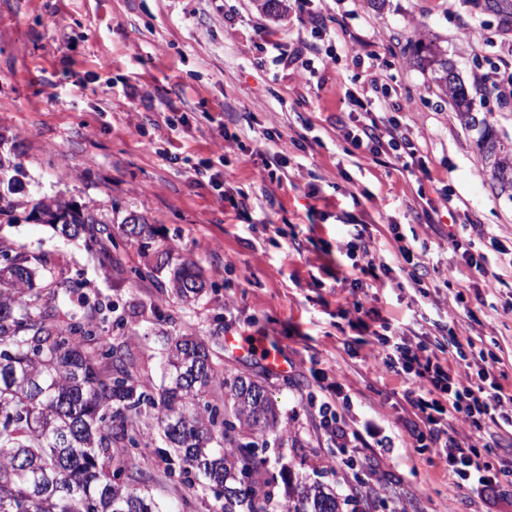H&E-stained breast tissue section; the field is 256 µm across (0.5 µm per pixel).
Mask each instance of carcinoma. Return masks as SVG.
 I'll return each instance as SVG.
<instances>
[{"instance_id": "1", "label": "carcinoma", "mask_w": 512, "mask_h": 512, "mask_svg": "<svg viewBox=\"0 0 512 512\" xmlns=\"http://www.w3.org/2000/svg\"><path fill=\"white\" fill-rule=\"evenodd\" d=\"M416 64L430 72L477 133L476 145L500 192H512V147L478 119L474 101L441 47L420 44ZM36 220L62 235H86L99 264L117 270L112 235L90 207L40 200ZM0 512H185L158 500L152 476L135 463L145 438L157 433L200 485L224 497L222 512H277L259 450L279 422L265 387L219 369L198 336H175L162 355L164 382L155 387L123 351L101 365L92 334H67L57 307L29 293L43 259L0 250ZM204 280L184 261L169 279L171 293L195 300ZM286 512H342L341 498L319 482L288 492Z\"/></svg>"}]
</instances>
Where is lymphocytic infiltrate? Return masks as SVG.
<instances>
[{"instance_id":"1","label":"lymphocytic infiltrate","mask_w":512,"mask_h":512,"mask_svg":"<svg viewBox=\"0 0 512 512\" xmlns=\"http://www.w3.org/2000/svg\"><path fill=\"white\" fill-rule=\"evenodd\" d=\"M350 100L357 111L340 127L343 140L353 149L368 150L373 163L397 166L414 176L426 173L405 116L378 114L372 100L355 94ZM388 231L393 249L385 254L365 224L352 225L339 242L343 261L336 271V286L343 296V314L350 327L372 336L378 371L403 378V396L415 416L409 433L417 452L444 459L448 483L456 489L512 497V468L495 453L503 442H512V389L502 383L506 373L498 357L475 352L469 337L448 348L427 335L407 339L378 309L362 302L368 289L392 283L409 284L423 295L428 292L424 253L407 241L399 225H389ZM448 249L487 292L504 286L503 276L487 271L483 255L463 231H449ZM462 424L467 434L459 433Z\"/></svg>"}]
</instances>
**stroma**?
<instances>
[{"instance_id": "stroma-1", "label": "stroma", "mask_w": 512, "mask_h": 512, "mask_svg": "<svg viewBox=\"0 0 512 512\" xmlns=\"http://www.w3.org/2000/svg\"><path fill=\"white\" fill-rule=\"evenodd\" d=\"M286 6L273 18L255 0H0V169L14 177L16 201L0 219V243L46 260L33 282L41 302L49 277L79 283L59 303L63 325L98 307L95 346L121 347L153 381L166 337H266L286 370L223 345L220 356L261 381L278 409L265 456L279 501L289 484L320 481L344 499L343 512H512L510 498L450 489L444 463L415 452L402 379L376 372L371 345L354 357L343 350L358 333L337 313L333 279L348 225H371L383 246L389 225H400L426 245L433 286L425 296L380 288L367 306L409 336L452 324L503 359L512 385V297L491 303L470 291L467 308L449 310L459 275L447 239L449 224L472 219L485 231L476 245L488 270L512 274V196L494 188L475 132L414 63L419 40L447 50L476 112L512 144V108L481 87L512 58V0H318L320 36L306 0ZM262 27L276 32L278 48L260 49ZM326 37L338 62L309 67ZM349 89L372 93L380 111L409 105L430 178L347 154L336 124L351 110ZM228 133L245 151L225 152ZM276 152L288 164L272 181L262 156ZM203 159L219 163L225 185L248 188L245 209L225 207L196 174ZM443 183L451 201L437 196ZM420 194L432 199L431 216L409 208ZM54 198L103 217L120 271L97 263L94 242L31 218V200ZM133 215L145 219V236L126 235ZM269 223L295 235L297 248L272 243ZM186 260L206 280L188 303L168 286L169 264ZM336 382L341 422L368 432V447H337L322 428L320 388ZM166 450L156 439L138 456L154 493L176 503L190 477Z\"/></svg>"}]
</instances>
